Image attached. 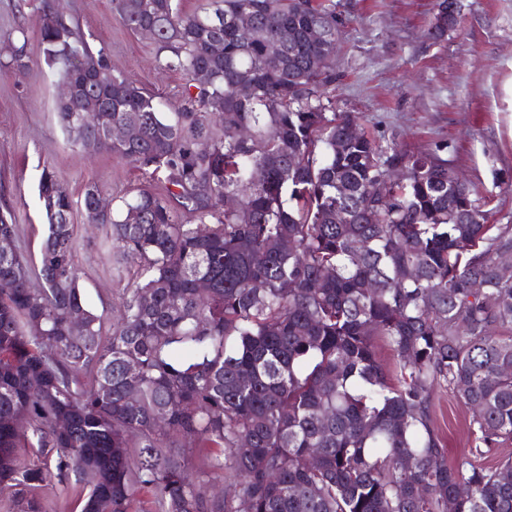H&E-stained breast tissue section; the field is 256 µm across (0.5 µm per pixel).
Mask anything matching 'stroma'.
<instances>
[{
  "instance_id": "stroma-1",
  "label": "stroma",
  "mask_w": 512,
  "mask_h": 512,
  "mask_svg": "<svg viewBox=\"0 0 512 512\" xmlns=\"http://www.w3.org/2000/svg\"><path fill=\"white\" fill-rule=\"evenodd\" d=\"M75 18L92 49H105L112 69L182 102L181 75L158 69L156 45L121 24L112 0H55ZM0 0V41L25 37L28 67L16 70L0 56V212L20 228L16 241L38 259L46 219L38 197L45 166H52L74 199L98 184L109 200L163 184L107 152L69 145L57 118L58 79L46 65L36 8L29 0ZM340 22L332 107L353 112L381 141L413 151L441 150L486 202L489 221L512 225V0H457L458 23L438 42L427 31L438 0H332ZM75 261L86 302L115 315L135 267L116 272L102 247L104 232L82 209L72 216ZM434 428L448 462L479 447L469 409L450 390L435 401Z\"/></svg>"
}]
</instances>
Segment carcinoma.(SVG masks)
<instances>
[{
  "label": "carcinoma",
  "instance_id": "carcinoma-1",
  "mask_svg": "<svg viewBox=\"0 0 512 512\" xmlns=\"http://www.w3.org/2000/svg\"><path fill=\"white\" fill-rule=\"evenodd\" d=\"M113 4L184 76L185 104L164 111L40 0L46 64L66 81L61 53L94 62L107 117L133 127L110 142L60 105L68 142L162 170L166 183L108 214L94 210L100 187L84 192L113 262L137 267L108 328L82 297L75 201L53 169L39 181L56 205L41 287L27 286L21 252L0 255V489L13 512H46L44 490L72 475L81 512H132L142 489L156 512H512V457L450 466L432 426L446 387L486 447L512 438V282L497 273L512 226L488 223L438 151L383 145L355 114L329 111L333 5ZM454 5L439 0L431 39L457 22ZM314 27L323 39H310ZM5 51L27 66L24 47ZM378 340L393 367L378 361ZM30 435L36 462L19 454ZM199 442L211 452L195 470L186 452Z\"/></svg>",
  "mask_w": 512,
  "mask_h": 512
}]
</instances>
